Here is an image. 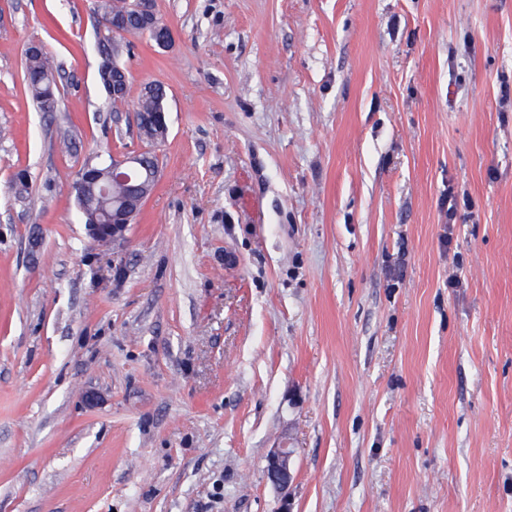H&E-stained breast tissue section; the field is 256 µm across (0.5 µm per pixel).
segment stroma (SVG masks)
Instances as JSON below:
<instances>
[{
	"label": "stroma",
	"instance_id": "35a3bbf8",
	"mask_svg": "<svg viewBox=\"0 0 512 512\" xmlns=\"http://www.w3.org/2000/svg\"><path fill=\"white\" fill-rule=\"evenodd\" d=\"M156 11L114 112L97 0H0V512H512V0ZM149 82L160 177L103 242L75 184ZM53 72V67L42 46L37 54L27 57L24 70L26 89L42 112L50 100L58 102L56 81L49 78ZM154 85L156 94L144 95L141 94L135 112L140 116V123H152L153 114L156 112V120L159 124L165 126L166 124V109H165V98L166 92L161 85L158 84H147ZM292 452L289 448H274L265 467L268 481L281 492H287L292 481L291 473Z\"/></svg>",
	"mask_w": 512,
	"mask_h": 512
}]
</instances>
